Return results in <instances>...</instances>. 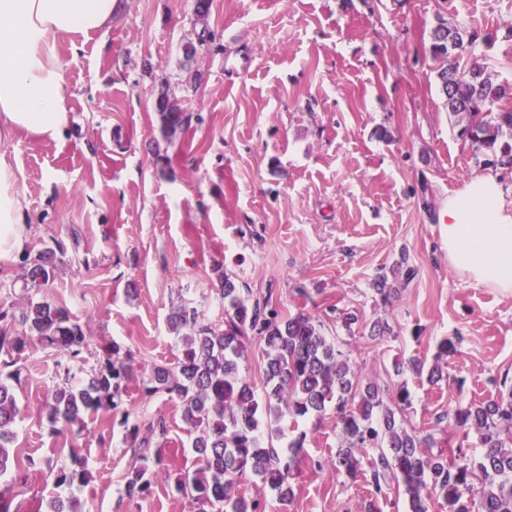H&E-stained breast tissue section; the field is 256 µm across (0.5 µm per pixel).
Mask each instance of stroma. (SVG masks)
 I'll use <instances>...</instances> for the list:
<instances>
[{
  "label": "stroma",
  "instance_id": "stroma-1",
  "mask_svg": "<svg viewBox=\"0 0 512 512\" xmlns=\"http://www.w3.org/2000/svg\"><path fill=\"white\" fill-rule=\"evenodd\" d=\"M450 21L479 37L460 68L477 58L512 82V0H211L204 23L194 0H118L108 28L60 36L70 125L60 139L18 134L1 150L18 171L28 230L22 253L0 265V305L21 313L27 259L55 250L59 269L40 294L89 330L84 370L115 343L143 378L181 355L172 308L191 302L222 323L218 262L246 297L282 314L314 301L360 384H407L413 406L399 421L451 437L442 414L512 386V293L475 286L442 247L441 205L490 171L439 91L431 32ZM205 25L213 43L185 59ZM163 93L192 115L169 141L154 111ZM381 276L396 288L387 303L372 287ZM334 305L358 315L353 331ZM445 338L455 349L440 359ZM411 358L440 363L443 381L396 373ZM55 361L39 346L18 359L17 455L45 462L79 448L88 512H192L176 489L194 459L178 401L135 385L120 409L86 416L80 434L58 433L43 415ZM158 419L165 475L128 499L127 424ZM299 428L306 457L291 501L249 484L268 512H409L403 496L374 494L369 471L336 475L333 416Z\"/></svg>",
  "mask_w": 512,
  "mask_h": 512
}]
</instances>
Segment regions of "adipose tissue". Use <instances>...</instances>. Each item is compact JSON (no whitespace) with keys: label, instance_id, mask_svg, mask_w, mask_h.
I'll return each mask as SVG.
<instances>
[{"label":"adipose tissue","instance_id":"1","mask_svg":"<svg viewBox=\"0 0 512 512\" xmlns=\"http://www.w3.org/2000/svg\"><path fill=\"white\" fill-rule=\"evenodd\" d=\"M116 0H0V144L20 132L58 138L70 121L56 38L107 28ZM0 154V263L24 247L26 205ZM512 187L499 175L449 195L438 222L448 262L476 285L512 292Z\"/></svg>","mask_w":512,"mask_h":512}]
</instances>
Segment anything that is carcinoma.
Segmentation results:
<instances>
[{
	"label": "carcinoma",
	"mask_w": 512,
	"mask_h": 512,
	"mask_svg": "<svg viewBox=\"0 0 512 512\" xmlns=\"http://www.w3.org/2000/svg\"><path fill=\"white\" fill-rule=\"evenodd\" d=\"M477 35L461 25L442 23L431 34L435 58L448 61L438 72L448 113L457 118L461 135L491 156V163L512 164V86L495 81L478 62L461 71L455 56L472 52ZM170 98L155 103L165 138L183 132L190 115ZM54 253L44 252L29 263L25 282L32 288L47 284L55 273ZM216 294L224 305V322L214 325L198 308L181 304L168 316L169 331L182 345L175 366L156 364L143 382L148 396L165 394L181 404L194 452V468L178 480L179 491L191 497L194 512H266V505L250 495L247 481L260 479L279 500L292 499L293 481L302 470L307 435H293L283 451L274 441L285 436L288 423L305 417L318 420L330 412L340 427L343 444L333 463L336 474L355 478L368 466L374 492L388 489L386 477L407 496L410 512H429L436 496L448 512H512V386L507 396L486 405L457 406L452 418L454 441L421 434L397 422L379 386L362 388L344 359L336 337L322 333L321 321L300 309L284 316L269 301L249 302L232 275L216 268ZM0 322L18 323L21 331L0 330V512H20L13 505L17 485L25 483L21 461L14 452L15 426L21 409L11 381L18 379L16 356L30 342L55 351L61 383L46 402L45 417L52 428L84 429V417L107 414L123 404L131 382L138 380L129 354L114 344L98 369L75 384L74 369L84 361L90 333L71 319L64 306L44 298H30L20 316L0 307ZM258 342L263 361L264 401L241 373L247 344ZM408 367L428 383L443 380L439 365L411 358L395 363ZM479 435L481 454L467 458L459 448ZM165 436V425L150 423L148 433L131 425L126 435L136 463L126 474L129 499L144 495L158 476L161 449L152 435ZM378 448V457L363 454ZM88 460L75 448L68 463L54 473V487L45 512H84L80 501L60 492L86 483Z\"/></svg>",
	"instance_id": "cac0c4a2"
}]
</instances>
